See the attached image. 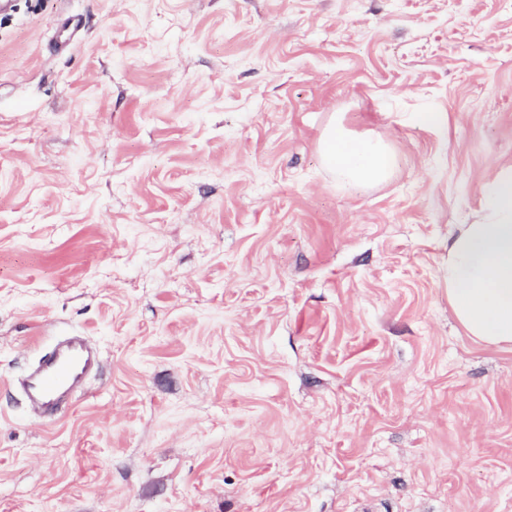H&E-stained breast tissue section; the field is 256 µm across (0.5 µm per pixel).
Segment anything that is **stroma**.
<instances>
[{"instance_id": "1", "label": "stroma", "mask_w": 512, "mask_h": 512, "mask_svg": "<svg viewBox=\"0 0 512 512\" xmlns=\"http://www.w3.org/2000/svg\"><path fill=\"white\" fill-rule=\"evenodd\" d=\"M511 170L505 0H10L0 512H512V345L444 280ZM69 331L102 367L44 421L11 380ZM321 151L325 165L350 183L382 180L389 169L390 158L382 141L354 136L342 123L322 133Z\"/></svg>"}]
</instances>
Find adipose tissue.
<instances>
[{
  "label": "adipose tissue",
  "instance_id": "1",
  "mask_svg": "<svg viewBox=\"0 0 512 512\" xmlns=\"http://www.w3.org/2000/svg\"><path fill=\"white\" fill-rule=\"evenodd\" d=\"M326 166L362 184L382 180L390 158L382 141L352 135L343 124L321 135ZM448 302L467 333L481 343L512 345V173L488 185L479 219L448 242Z\"/></svg>",
  "mask_w": 512,
  "mask_h": 512
}]
</instances>
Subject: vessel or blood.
I'll list each match as a JSON object with an SVG mask.
<instances>
[{"label":"vessel or blood","instance_id":"1","mask_svg":"<svg viewBox=\"0 0 512 512\" xmlns=\"http://www.w3.org/2000/svg\"><path fill=\"white\" fill-rule=\"evenodd\" d=\"M99 362L98 352L82 337H70L41 357L27 389L44 411L55 412L84 388Z\"/></svg>","mask_w":512,"mask_h":512}]
</instances>
